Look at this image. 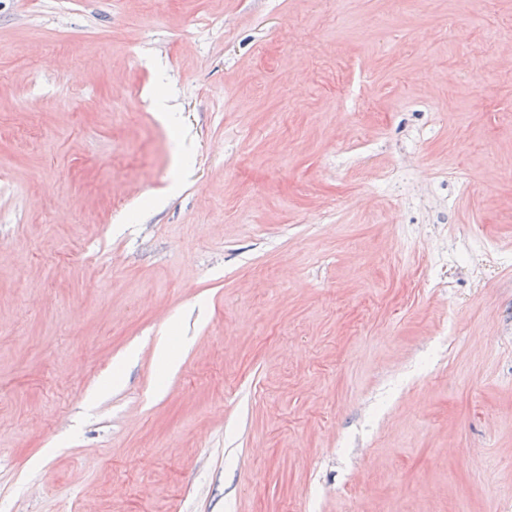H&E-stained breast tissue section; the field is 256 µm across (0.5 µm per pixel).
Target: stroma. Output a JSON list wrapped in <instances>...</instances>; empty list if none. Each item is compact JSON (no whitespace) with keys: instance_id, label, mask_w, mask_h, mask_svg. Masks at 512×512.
<instances>
[{"instance_id":"stroma-1","label":"stroma","mask_w":512,"mask_h":512,"mask_svg":"<svg viewBox=\"0 0 512 512\" xmlns=\"http://www.w3.org/2000/svg\"><path fill=\"white\" fill-rule=\"evenodd\" d=\"M0 512H512V0H0Z\"/></svg>"}]
</instances>
